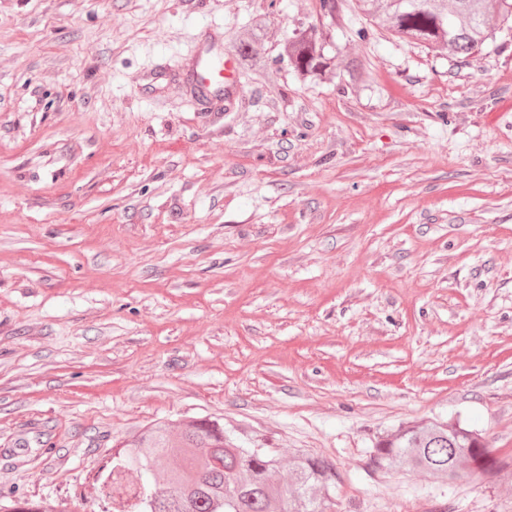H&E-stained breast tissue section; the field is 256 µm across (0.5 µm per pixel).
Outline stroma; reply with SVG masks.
Wrapping results in <instances>:
<instances>
[{"label": "stroma", "instance_id": "obj_1", "mask_svg": "<svg viewBox=\"0 0 512 512\" xmlns=\"http://www.w3.org/2000/svg\"><path fill=\"white\" fill-rule=\"evenodd\" d=\"M318 0H0V505L100 512L145 426L338 473L328 512H512V30L462 61L358 39L280 60ZM258 16L222 113L184 83ZM363 67L350 80L345 66ZM461 422L501 468L369 463ZM266 29V19L259 17L241 32L235 47L241 67L253 68L265 64L263 48Z\"/></svg>", "mask_w": 512, "mask_h": 512}]
</instances>
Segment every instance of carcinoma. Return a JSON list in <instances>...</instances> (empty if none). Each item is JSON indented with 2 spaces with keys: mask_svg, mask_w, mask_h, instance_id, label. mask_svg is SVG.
<instances>
[{
  "mask_svg": "<svg viewBox=\"0 0 512 512\" xmlns=\"http://www.w3.org/2000/svg\"><path fill=\"white\" fill-rule=\"evenodd\" d=\"M369 26L356 30L365 40L374 27L392 38L413 43L448 58L480 54L505 28H512V0H353ZM323 22L294 28L283 56L303 81L317 80L337 68L341 54L330 26L339 0H318ZM266 19L259 17L241 32L236 55L243 67L265 64ZM177 453L181 464L162 468ZM370 463L376 468L406 463L418 472L461 478L465 470L488 473L497 461L483 437L461 425L407 426L374 444ZM137 474L138 485L127 476ZM279 459L272 448L230 446L217 419L189 422L178 441L157 425L141 432L112 454L102 482L104 512H325L336 468L326 458L298 455L291 484L278 483Z\"/></svg>",
  "mask_w": 512,
  "mask_h": 512,
  "instance_id": "1",
  "label": "carcinoma"
}]
</instances>
